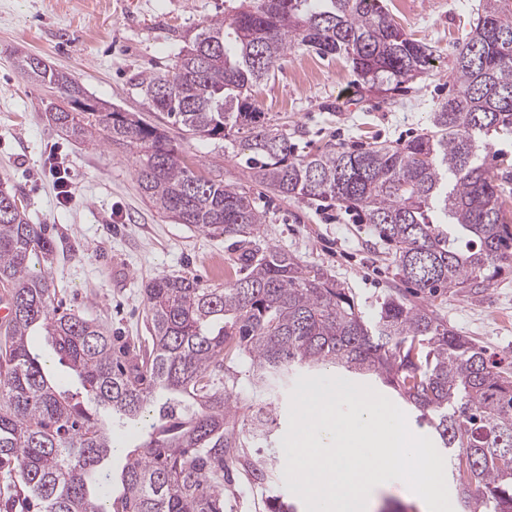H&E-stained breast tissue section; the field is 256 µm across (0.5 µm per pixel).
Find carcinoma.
<instances>
[{
  "instance_id": "cac0c4a2",
  "label": "carcinoma",
  "mask_w": 512,
  "mask_h": 512,
  "mask_svg": "<svg viewBox=\"0 0 512 512\" xmlns=\"http://www.w3.org/2000/svg\"><path fill=\"white\" fill-rule=\"evenodd\" d=\"M184 43L172 70L134 83L184 138L224 139L248 127L238 156L251 185L361 209L394 249L402 278L423 293L463 292L502 273L512 226L485 158L492 135H512L505 0H482L432 131L397 147L300 154L251 103L296 45L344 57L366 90L429 74L433 50L398 27L381 0H258ZM18 69L62 90L66 105L51 117L74 140L143 149L137 181L159 212L227 240L259 234L265 215L251 185L196 175L165 129L128 112L74 107L84 88L38 57H21ZM55 252L48 225L30 223L16 194L0 189V283L10 309L0 325V474L25 512H224L231 476L263 484L272 471L246 448L268 437L275 408L266 403L236 427L238 381L263 394L287 371L325 364L379 379L418 411V425L448 450L461 512H512V373L432 309L395 297L368 318L324 269L257 246L221 287L187 275L149 281V336L118 351L102 325L53 306L54 282L35 266L52 264ZM40 329L73 385L31 350ZM224 373L232 385L219 386ZM114 426L136 441L117 473ZM115 483L121 490L102 502L100 491Z\"/></svg>"
}]
</instances>
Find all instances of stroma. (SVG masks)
Returning <instances> with one entry per match:
<instances>
[{
	"instance_id": "obj_1",
	"label": "stroma",
	"mask_w": 512,
	"mask_h": 512,
	"mask_svg": "<svg viewBox=\"0 0 512 512\" xmlns=\"http://www.w3.org/2000/svg\"><path fill=\"white\" fill-rule=\"evenodd\" d=\"M478 3L406 0L400 7L384 0L391 18L430 45L436 58L433 72L405 88L362 90L345 58H323L298 45L257 88L254 103L302 146L352 150L404 144L429 131L432 112L447 101L454 60ZM239 5L240 0H0V186L16 193L32 223L54 226L51 275L58 297L131 341L146 334V281L180 274L206 287L220 285L238 253L222 234L177 223L142 196L135 148L81 145L57 131L48 117L61 102L59 89L23 78L17 60L37 56L70 73L89 96L167 126L177 155L197 175L241 182L245 175L236 153L247 129L233 130L224 141H186L131 83L139 73L171 70L181 34ZM60 172L74 194L68 203L59 195ZM255 201L266 213L257 244L327 270L366 315L376 314L388 297L414 298L392 250L359 211L338 203L272 199L262 192ZM429 305L512 372V267L491 285L451 291ZM297 386V380H289L274 401L277 425L264 454L273 458L275 476L263 485L225 486L224 512H266L272 496L294 501L283 476L282 438L289 392Z\"/></svg>"
}]
</instances>
